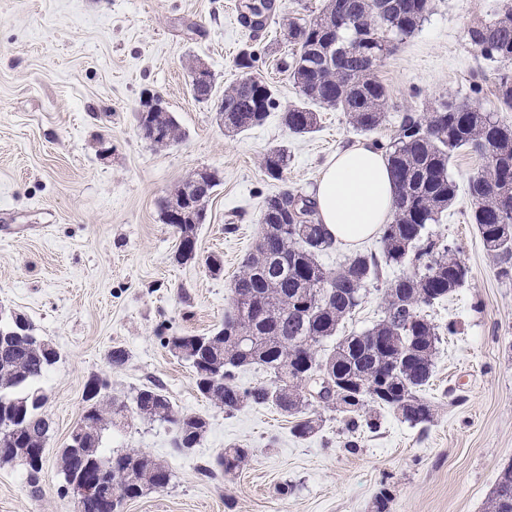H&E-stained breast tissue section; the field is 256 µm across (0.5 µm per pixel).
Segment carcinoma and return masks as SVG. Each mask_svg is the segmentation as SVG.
Masks as SVG:
<instances>
[{
    "label": "carcinoma",
    "instance_id": "1",
    "mask_svg": "<svg viewBox=\"0 0 512 512\" xmlns=\"http://www.w3.org/2000/svg\"><path fill=\"white\" fill-rule=\"evenodd\" d=\"M352 23L328 29L333 0L321 15L307 20L288 19V40L297 46L284 71L298 87L303 102L285 112L288 130L312 132L316 109L347 113L353 127L368 134L385 120L388 91L377 77L368 56L388 49L393 41L412 35L425 20L428 0H383L381 15L370 0H345ZM471 42L484 56L512 61V2H504L493 21L469 28ZM493 95L501 111L512 112V72L499 75ZM224 124L244 132L264 123L275 105L273 87L258 76L247 85L235 83L224 90ZM436 120L411 114L401 117L398 134L385 151L398 186L395 217L383 227L381 253H357L334 273L318 261L332 242L324 225L316 221L315 202L284 191L276 222L266 225L255 252L242 264L233 281L240 300L224 313L221 328L208 336H170L169 347L179 341L202 345L190 361L197 391L231 414L244 404L269 405L293 418L292 433L306 438L320 428L314 402L331 406L346 416V428L370 430L378 421L361 417L376 409H389L412 425L427 424L434 405L424 400L429 386L440 333L423 314L422 307L447 297L462 286L468 269L455 250L425 235L426 226L457 197V184L449 173L451 160L460 151L478 154L484 161L470 177L468 193L474 204L471 223L477 225L484 248L498 263L500 274L512 277V125L494 113L445 101L434 110ZM168 142L182 131L172 113L157 118ZM288 154L281 147L263 154L260 166L275 180L282 177ZM199 183L193 171L177 187L175 203L192 204L195 222L175 225L178 238L197 243L205 204L218 185L216 173L204 182L206 190L194 194ZM408 266L412 272L381 281L382 270ZM382 282L384 317L357 334L337 335L340 323L361 306L369 286ZM11 325L0 320V466L12 464L14 448L21 442L35 446L48 436L50 423L43 413L46 397L37 386L57 362L46 349L23 337L9 335ZM336 338L332 349L320 353L324 341ZM259 366L270 374L260 386L241 385L239 369ZM329 374L333 395L315 398L302 380ZM88 405L80 446H66L58 458L63 480L91 476L94 459L111 460L108 480L119 492L116 512L127 499L142 496L157 485L168 486L172 473L140 452L112 454L102 445V433L118 425V416L132 408L145 419L173 428V448L196 447L206 432L207 420L177 411L162 388L145 386L130 401L106 392L95 378L86 385ZM252 457V449L230 447L217 458L216 468L230 474ZM487 512H512V464L505 467L486 501Z\"/></svg>",
    "mask_w": 512,
    "mask_h": 512
}]
</instances>
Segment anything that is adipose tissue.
Listing matches in <instances>:
<instances>
[{
    "mask_svg": "<svg viewBox=\"0 0 512 512\" xmlns=\"http://www.w3.org/2000/svg\"><path fill=\"white\" fill-rule=\"evenodd\" d=\"M395 184L381 150L369 142L341 148L323 167L314 196L317 219L333 243L376 236L394 213Z\"/></svg>",
    "mask_w": 512,
    "mask_h": 512,
    "instance_id": "ef3b65f1",
    "label": "adipose tissue"
}]
</instances>
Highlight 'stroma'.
<instances>
[{
	"label": "stroma",
	"mask_w": 512,
	"mask_h": 512,
	"mask_svg": "<svg viewBox=\"0 0 512 512\" xmlns=\"http://www.w3.org/2000/svg\"><path fill=\"white\" fill-rule=\"evenodd\" d=\"M274 2V16L257 30L241 16L244 0H0V305L24 315L60 354L39 382L51 423L40 486H30L22 466H0V512H75L56 459L94 377L121 397L159 385L176 409L209 422L188 455L173 451L164 422L134 416L105 430L113 452H142L172 472L166 488L127 501L124 512H376L383 488L387 512H484L512 464V279L498 276L470 222L466 186L482 165L475 153L452 159L458 197L427 227L459 246L469 271L462 288L426 309L436 325L457 326L443 336L423 393L435 408L431 423L413 426L382 410L380 427L361 428L351 450L342 414L323 407L319 430L301 440L274 407L228 414L210 404L189 364L164 347L166 337L223 323L230 286L260 235L265 197L311 195L338 149L389 143L402 115L426 116L448 98L512 122L490 93L507 62L482 56L468 36L496 17L502 0H430L421 26L377 66L386 122L365 135L344 112L324 109L314 132L291 133L282 114L301 96L279 71L293 50L282 20L317 17L327 0ZM244 51L274 87L277 107L262 125L232 135L216 101L193 99L189 66L208 64L222 90L240 79L235 59ZM477 74L486 93L472 90ZM148 92L177 118L180 141L155 146L140 136L137 110ZM273 147L288 153L279 180L260 167ZM202 168L221 183L205 205L196 258L181 264L161 212ZM213 254L224 261L217 275L206 265ZM116 346L127 353L118 369L109 360ZM232 444L252 449L247 465L203 477L200 466Z\"/></svg>",
	"instance_id": "1"
}]
</instances>
